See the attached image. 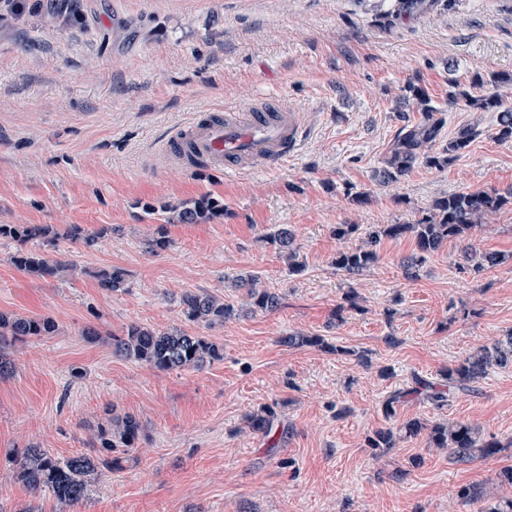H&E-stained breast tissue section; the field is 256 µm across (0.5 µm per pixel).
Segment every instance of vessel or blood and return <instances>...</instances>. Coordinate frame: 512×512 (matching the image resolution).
I'll return each instance as SVG.
<instances>
[{"mask_svg": "<svg viewBox=\"0 0 512 512\" xmlns=\"http://www.w3.org/2000/svg\"><path fill=\"white\" fill-rule=\"evenodd\" d=\"M302 137L296 113L271 102L222 113L203 112L164 141L173 156L191 155L209 166L236 170L250 162L280 168Z\"/></svg>", "mask_w": 512, "mask_h": 512, "instance_id": "b4317fda", "label": "vessel or blood"}]
</instances>
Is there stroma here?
I'll return each mask as SVG.
<instances>
[{
  "label": "stroma",
  "mask_w": 512,
  "mask_h": 512,
  "mask_svg": "<svg viewBox=\"0 0 512 512\" xmlns=\"http://www.w3.org/2000/svg\"><path fill=\"white\" fill-rule=\"evenodd\" d=\"M391 0H0V225L51 224L59 235L20 244L0 236V312L53 318L52 336L10 343L0 377V512H478L461 487L510 496L504 459L452 463L425 436L369 448L379 429L411 419L467 421L508 445L512 368L437 409L421 398L383 404L415 378L512 332V201L485 216L472 241L508 262L474 274L463 244L404 276L411 237L384 241L377 263L349 278L333 260L339 224H413L462 191H512V143L492 138L493 115L449 105L452 83L512 74V0H433L387 25ZM445 120L478 136L442 168L416 166L398 182L376 172L404 121L420 117L408 84ZM267 98L298 113L306 135L282 168L183 169L163 137L203 109ZM224 204L197 224L169 207ZM290 225L303 264L290 271L268 237ZM98 234L96 246L67 237ZM165 233L157 254L146 243ZM61 257L71 272L40 278L12 262L20 247ZM127 273L124 290L99 273ZM258 276L278 293L272 312L207 328L185 320L181 294L241 305L227 287ZM357 305H346L349 293ZM342 321H333L335 310ZM138 324L209 337L224 358L201 370L159 371L113 356L110 337ZM321 336L328 349L282 344ZM342 354H335V347ZM278 421L253 433L246 415ZM127 414L144 436L119 468L97 473L87 502L68 505L14 478L27 449L68 457L98 446L102 426Z\"/></svg>",
  "instance_id": "obj_1"
}]
</instances>
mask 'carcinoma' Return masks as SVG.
I'll list each match as a JSON object with an SVG mask.
<instances>
[{"instance_id": "cac0c4a2", "label": "carcinoma", "mask_w": 512, "mask_h": 512, "mask_svg": "<svg viewBox=\"0 0 512 512\" xmlns=\"http://www.w3.org/2000/svg\"><path fill=\"white\" fill-rule=\"evenodd\" d=\"M426 0H394L385 14L388 24L418 13L426 8ZM485 81L479 74L470 82V89L452 92L448 103L460 100L483 112L495 113L491 135L499 142H512V106L507 105L502 94L475 96L473 89H483ZM423 117L402 129L390 146L377 171L383 183L395 182L408 175L419 162L431 167L442 168L461 155L471 144L477 132L472 126L460 128L455 136L442 145L439 153L433 147L441 140L443 119L437 111L423 106ZM508 198L485 191H462L437 199L432 212L416 224H377L360 238L354 246L336 254V268L354 277L362 274L379 259L377 246L384 238L410 235L415 240L416 254L402 261L405 276L416 277L415 268L428 255L437 252L450 240L465 241L481 225L482 219L500 210ZM224 212V206L216 199L205 197L185 202L173 208L174 219L182 224H197ZM57 235L50 224L0 225V236L14 238L21 243ZM294 231L284 225L270 235V243L279 253L288 256L289 268L301 269L295 261L293 249ZM462 257L473 263L476 273L495 268L508 260L500 252L477 253L472 244L462 249ZM14 265L22 271L40 277H54L71 268L62 260L28 250H19L12 257ZM101 287L117 292L124 288L126 272L120 267L105 270L99 274ZM233 287L246 289L249 311L270 312L279 308L278 294L257 287V277L240 276L233 280ZM184 318L207 327L222 325L236 315L235 308L210 294L185 293L179 299ZM56 331V323L50 317L19 316L0 313V342L6 337L13 339L39 338L50 336ZM281 342L290 347L310 345L328 349L320 336L289 335ZM112 353L118 357L150 365L158 370L169 371L187 368H202L224 358L223 349L206 336L185 331L157 332L138 324L129 325L124 334L112 337ZM512 365V333L484 346L477 352L448 367L444 372L443 384H432L415 380V387L391 394L383 404V412L390 417L396 413L401 398L410 393L424 392L425 400L436 407H442L459 393L471 392L474 384L485 377L493 367L506 368ZM277 418L276 412L266 407L259 413L246 416L249 429L268 434ZM404 433L409 437L427 435L429 447L448 449L449 457L456 463L467 465L478 459L494 458L505 447L496 440L483 438L480 429L462 421L433 426L413 419L407 421ZM141 433L140 421L132 416L112 419L110 428L100 431L99 437L104 448L125 451L136 447ZM370 448H392L394 435L390 430H377L367 437ZM118 459H102L93 453L78 452L68 457H59L44 448L31 449L19 462L16 478L33 491H48L58 500L71 505L86 501L90 492V478L102 467L114 468ZM458 498L468 504L480 505V512H512V496L490 497L484 488L477 485L464 486L458 491Z\"/></svg>"}]
</instances>
